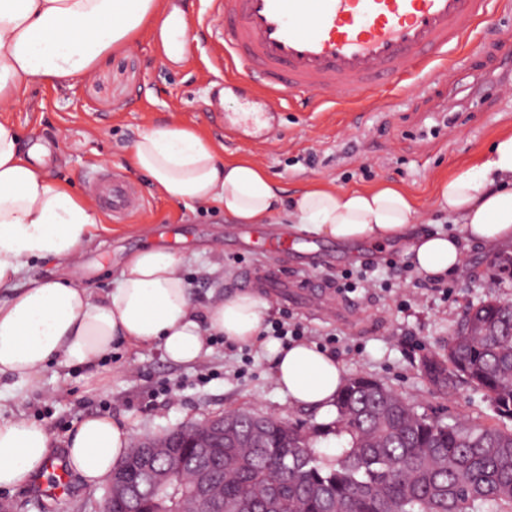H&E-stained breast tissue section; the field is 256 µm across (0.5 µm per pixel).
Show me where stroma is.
<instances>
[{
	"label": "stroma",
	"instance_id": "obj_1",
	"mask_svg": "<svg viewBox=\"0 0 512 512\" xmlns=\"http://www.w3.org/2000/svg\"><path fill=\"white\" fill-rule=\"evenodd\" d=\"M189 21L190 45L170 61L159 35L145 30L130 48L101 57L92 74L73 84H35L1 117L18 128L26 146L49 149L46 171L80 192L104 175L119 173L141 195L143 209L123 221L101 218L106 243L84 257L82 284L102 294L115 285L121 261L144 246H164L155 226L180 225L185 242L175 249L186 258L183 275L199 305L236 293L241 267L298 275L294 257L271 256L261 248L240 250L234 224L215 206L188 209L159 192L127 162L129 148L152 125L178 120L223 145L228 156L250 155L287 193L322 180L339 189L394 182L416 200L423 216L450 230L434 213V182L486 152L499 133L512 130V91L490 75L512 49V11L483 25L463 52L467 67L482 65L480 94L466 83L449 91L447 81L424 90L391 92L378 105L317 104L307 94L267 105L249 86L212 79L210 51L218 31L209 0H168ZM320 245L329 265L314 275L326 286L321 297L288 294L272 301L270 319L288 317L304 340L341 360L348 377L363 376L393 390L417 412L448 422L490 424L486 393L461 386L441 394L421 371L424 357L447 352L463 311L483 300L512 299V280L495 278L490 251L468 249L459 271L442 280V292L418 276L399 250L373 253L366 244ZM368 272L369 288L337 292L348 276ZM272 415L283 421L318 425L316 411L292 405L277 390L272 365L260 347L229 344L216 337L209 355L194 365L168 362L155 346L114 345L91 367L50 364L34 393L0 390V416L44 424L56 443L72 425L95 414L128 425L135 435L156 436L187 423L226 412ZM105 484L86 486L70 475L64 495L50 499L40 482L0 491L8 512H101Z\"/></svg>",
	"mask_w": 512,
	"mask_h": 512
}]
</instances>
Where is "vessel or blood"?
Masks as SVG:
<instances>
[{
	"mask_svg": "<svg viewBox=\"0 0 512 512\" xmlns=\"http://www.w3.org/2000/svg\"><path fill=\"white\" fill-rule=\"evenodd\" d=\"M506 0H212L215 51L246 68L256 91L275 100L310 94L320 103H377L416 75L458 74L456 53ZM99 198L118 217L136 208L130 183L113 180ZM243 287L284 288L287 278L248 269Z\"/></svg>",
	"mask_w": 512,
	"mask_h": 512,
	"instance_id": "vessel-or-blood-1",
	"label": "vessel or blood"
}]
</instances>
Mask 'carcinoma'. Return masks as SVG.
Returning a JSON list of instances; mask_svg holds the SVG:
<instances>
[{"instance_id":"carcinoma-1","label":"carcinoma","mask_w":512,"mask_h":512,"mask_svg":"<svg viewBox=\"0 0 512 512\" xmlns=\"http://www.w3.org/2000/svg\"><path fill=\"white\" fill-rule=\"evenodd\" d=\"M426 378L453 395L483 389L499 423L467 426L418 413L383 385L350 380L336 398L342 448L326 458L300 424L270 421L258 441L253 414L240 438L203 460L193 448L158 453L153 467L203 468L215 495L196 497L193 483L168 484L136 508L113 492L112 512H512V301L470 307L448 338V355L423 361ZM136 445L112 470L119 486L143 457Z\"/></svg>"}]
</instances>
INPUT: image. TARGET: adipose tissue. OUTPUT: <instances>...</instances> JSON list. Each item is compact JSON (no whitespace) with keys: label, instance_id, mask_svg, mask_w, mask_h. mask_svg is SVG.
<instances>
[{"label":"adipose tissue","instance_id":"1","mask_svg":"<svg viewBox=\"0 0 512 512\" xmlns=\"http://www.w3.org/2000/svg\"><path fill=\"white\" fill-rule=\"evenodd\" d=\"M153 25L170 56L185 52L184 16L165 0H0V107L17 103L29 85L85 78L101 56ZM131 158L186 207L214 204L240 224H275L284 216L299 233L380 250L397 246L428 278L456 272L470 245L512 242V132L496 135L484 154L436 182L434 207L458 225L455 233L419 223L411 195L392 183L338 189L315 181L286 197L251 157L224 159L213 142L178 121L142 132ZM101 224L92 193L50 180L39 152L25 148L13 124L0 122V380L31 393L49 363L91 366L122 342L155 343L169 362L193 365L209 354L210 337L221 335L259 345L282 396L323 421L335 418L343 364L315 344L285 348L265 337L270 301L257 289L197 306L183 255L161 247L128 254L110 291L96 297L83 288L76 274ZM47 259L64 263L65 272L19 286L33 263ZM131 441L128 426L88 416L68 433L66 461L93 487ZM52 446L44 425L0 418V490L47 477Z\"/></svg>","mask_w":512,"mask_h":512}]
</instances>
